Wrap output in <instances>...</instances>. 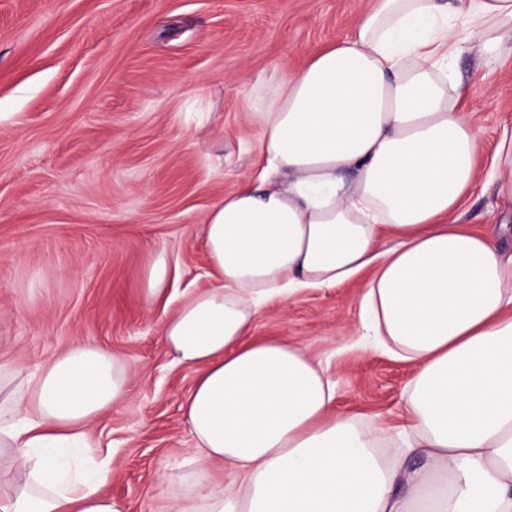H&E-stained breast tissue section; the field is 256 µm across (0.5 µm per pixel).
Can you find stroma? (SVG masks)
<instances>
[{
  "label": "stroma",
  "instance_id": "stroma-1",
  "mask_svg": "<svg viewBox=\"0 0 512 512\" xmlns=\"http://www.w3.org/2000/svg\"><path fill=\"white\" fill-rule=\"evenodd\" d=\"M370 0H0V409L68 348L123 359V401L86 427L109 458L106 493L126 512H161L224 480L193 459L182 406L199 371L176 361L160 326L171 307L145 298L158 257L178 262L174 301L214 278L209 210L253 180L261 136L251 120L290 70L344 38ZM477 91L481 167L512 125V59L461 52ZM461 223L512 225L492 187H476ZM364 280L261 309L254 333L320 360L336 408L366 427L403 417L408 364L351 354Z\"/></svg>",
  "mask_w": 512,
  "mask_h": 512
}]
</instances>
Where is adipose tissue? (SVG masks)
Instances as JSON below:
<instances>
[{"label": "adipose tissue", "mask_w": 512, "mask_h": 512, "mask_svg": "<svg viewBox=\"0 0 512 512\" xmlns=\"http://www.w3.org/2000/svg\"><path fill=\"white\" fill-rule=\"evenodd\" d=\"M466 43L487 64L512 54V0H373L255 114L260 179L206 216L216 282L161 324L177 361L201 369L184 404L197 458L226 474L171 512H512L508 227L454 219L481 177L482 131L461 106L472 92L453 71ZM491 163L512 204V127ZM365 271L355 347L413 370L394 431L336 413L335 385L302 346L252 334L269 303ZM126 376L91 344L49 361L23 412L0 414L13 453L0 512H124L102 490L106 465L78 456Z\"/></svg>", "instance_id": "ef3b65f1"}]
</instances>
